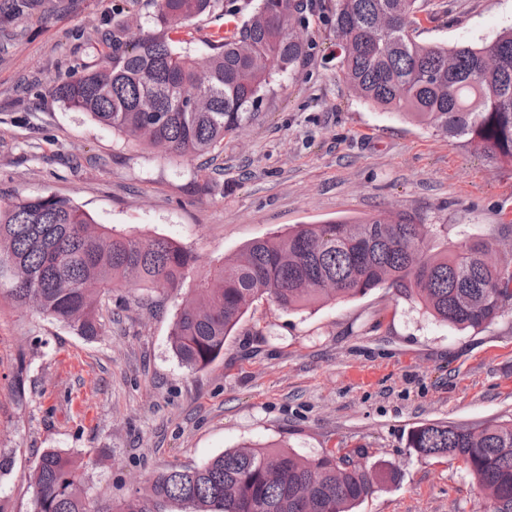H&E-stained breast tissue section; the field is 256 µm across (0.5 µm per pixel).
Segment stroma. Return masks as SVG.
I'll use <instances>...</instances> for the list:
<instances>
[{"label":"stroma","mask_w":512,"mask_h":512,"mask_svg":"<svg viewBox=\"0 0 512 512\" xmlns=\"http://www.w3.org/2000/svg\"><path fill=\"white\" fill-rule=\"evenodd\" d=\"M304 2L306 57L273 77L250 122L207 160L139 145L51 93L95 50L159 34L152 0H34L21 14L0 0V203L52 193L113 232L166 237L196 258L177 292L113 289L106 329L89 340L0 296V453L14 460L0 477V512H33L28 472L50 448L82 461L96 512H113L167 466L268 443L305 456L361 449L388 464L396 483L357 512H475L463 464L422 459L408 437L423 424L512 419V311L473 332L385 285L306 310L265 295L204 369L171 347L201 276L300 224L408 212L439 243L492 242L512 271V165L360 99L326 18L330 0ZM255 5L219 0L187 26L191 53L205 57L226 13L244 18ZM419 18L421 42L483 45L512 27V0H425ZM357 370L374 377L358 381Z\"/></svg>","instance_id":"stroma-1"}]
</instances>
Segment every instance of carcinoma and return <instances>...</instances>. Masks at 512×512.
<instances>
[{
  "label": "carcinoma",
  "instance_id": "cac0c4a2",
  "mask_svg": "<svg viewBox=\"0 0 512 512\" xmlns=\"http://www.w3.org/2000/svg\"><path fill=\"white\" fill-rule=\"evenodd\" d=\"M159 36L131 41L122 56L55 85L68 108L163 153L210 154L238 132L273 75L305 54L303 0H259L257 24L243 22L215 40L205 67L176 44L179 29L217 0H153ZM420 0H332L329 22L346 81L365 102L512 164V28L485 46L448 49L417 40ZM494 50L498 69L479 70ZM196 94L190 112L182 99ZM492 244L469 239L435 250L430 226L401 212L303 224L253 241L213 267L177 314L170 340L186 366L202 369L255 299L286 310L364 296L383 284L418 300L434 319L460 330L485 328L512 307V273ZM193 254L165 237L114 234L70 200L53 194L0 204V287L18 306L86 338L106 328L104 298L133 280L178 291ZM410 447L423 459L462 461L480 494V512H512V422L423 424ZM34 512H91L80 465L56 450L34 462ZM394 479L363 453L309 458L282 446L232 448L194 466H170L147 480L117 512H354Z\"/></svg>",
  "mask_w": 512,
  "mask_h": 512
}]
</instances>
